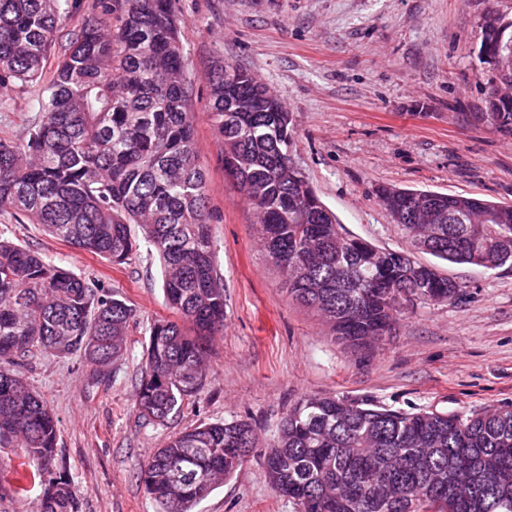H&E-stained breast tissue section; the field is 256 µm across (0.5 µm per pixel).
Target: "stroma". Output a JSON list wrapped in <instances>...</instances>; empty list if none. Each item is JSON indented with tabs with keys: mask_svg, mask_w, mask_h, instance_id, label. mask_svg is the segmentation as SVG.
<instances>
[{
	"mask_svg": "<svg viewBox=\"0 0 512 512\" xmlns=\"http://www.w3.org/2000/svg\"><path fill=\"white\" fill-rule=\"evenodd\" d=\"M191 85L195 150L206 172L210 234L224 280V328L206 342L208 378L167 425L140 418L136 388L146 330L176 320L148 245L121 265L0 213V236L41 253L133 308L120 358L94 370L82 357L36 352L19 370L60 421L54 469L78 512H157L138 480L154 448L200 422L252 423L256 444L193 512H295L267 478L264 454L299 399H366L404 412L471 414L512 406V268L441 262L458 299L405 303L389 334L355 349L288 295L263 249L253 208L227 175L208 118L217 60L251 72L292 114L294 162L344 229L389 248L401 226L377 189L397 186L512 205V138L488 132L492 72L484 20L512 23V0H174ZM43 82L0 92V139L24 144L42 119ZM19 459L0 450V512H37L39 485L18 490Z\"/></svg>",
	"mask_w": 512,
	"mask_h": 512,
	"instance_id": "obj_1",
	"label": "stroma"
}]
</instances>
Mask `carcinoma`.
Masks as SVG:
<instances>
[{"label":"carcinoma","mask_w":512,"mask_h":512,"mask_svg":"<svg viewBox=\"0 0 512 512\" xmlns=\"http://www.w3.org/2000/svg\"><path fill=\"white\" fill-rule=\"evenodd\" d=\"M68 33L23 146L0 139V212L122 263L153 247L166 303L190 328L156 320L146 333L139 416L163 425L204 385L205 339L224 327L208 184L197 166L190 84L174 0H97ZM75 0H0V89L37 82ZM493 75L512 86V24ZM209 118L224 168L258 212L288 292L354 346L382 340L403 297L449 302L462 286L428 253L489 270L512 267V206L383 186L378 198L406 232L392 250L348 233L295 165L291 114L250 73L217 61ZM479 121L512 136V93L485 97ZM133 309L40 254L0 238V447L20 451L19 489L42 488L39 512H77L69 479L50 471L58 422L17 370L33 351L76 353L99 369L124 350ZM245 420L203 422L155 449L139 480L157 512H191L254 448ZM275 492L296 512H512V406L468 416L401 412L331 396L299 400L266 453Z\"/></svg>","instance_id":"obj_1"}]
</instances>
